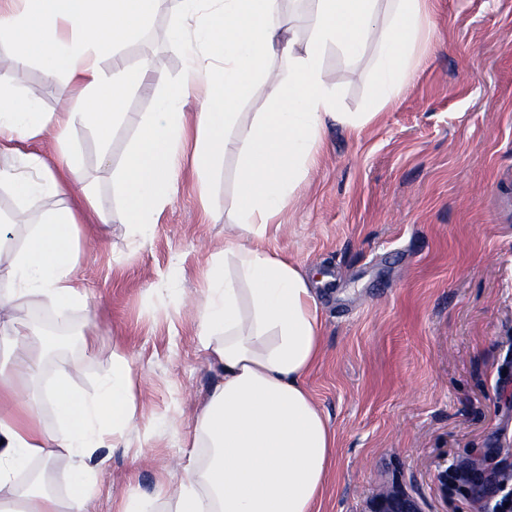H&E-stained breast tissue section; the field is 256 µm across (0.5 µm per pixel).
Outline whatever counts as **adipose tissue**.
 <instances>
[{
    "instance_id": "adipose-tissue-1",
    "label": "adipose tissue",
    "mask_w": 512,
    "mask_h": 512,
    "mask_svg": "<svg viewBox=\"0 0 512 512\" xmlns=\"http://www.w3.org/2000/svg\"><path fill=\"white\" fill-rule=\"evenodd\" d=\"M20 13L0 9V35L12 54L0 69V128L23 140L52 134L64 138L75 122L90 125L110 142L127 120L129 89L155 81L149 65L116 61L119 45L156 14L162 0H24ZM425 0H394L387 24L377 22L378 0H315L310 37L289 35L279 0H218L198 21L186 45L183 82L158 112L138 120L136 141L125 155L117 185L125 222L137 245H145L177 175V146L193 140L194 170L205 178L220 155L242 156L240 213L224 237V259L195 303L199 336L222 379L197 417L192 452L178 462L181 477L170 489L140 499L125 512H320L336 468V433L305 384L321 361L323 317L311 280L294 258L272 253L260 241L296 195L316 162L324 121L334 118L358 133L377 120L374 112H343L323 75L325 48L351 57L367 42L378 47L377 98L388 104L414 71L413 44L431 28ZM287 56L286 72L270 75L266 63ZM112 56L111 70L100 60ZM47 77L66 76L78 91L76 108L39 111L21 102L11 80L30 63ZM266 80L271 109L259 113L246 141L232 130L238 109L256 80ZM198 86L207 106L186 114L181 103ZM24 202L50 192H78L93 224L108 223L73 161L45 169L33 181L14 168H0V187ZM30 231L7 269L0 271V512H90L93 476L108 465L104 448L119 445L137 405L133 368L112 356V377L88 398L59 374L41 397L19 386L17 375L40 376L47 347L32 328V309L47 303L59 322L85 303L77 276L79 222L61 205L33 213ZM55 408L57 424L45 425L42 401ZM61 466L71 475L67 497L21 482L32 462Z\"/></svg>"
}]
</instances>
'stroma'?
<instances>
[{
  "instance_id": "1",
  "label": "stroma",
  "mask_w": 512,
  "mask_h": 512,
  "mask_svg": "<svg viewBox=\"0 0 512 512\" xmlns=\"http://www.w3.org/2000/svg\"><path fill=\"white\" fill-rule=\"evenodd\" d=\"M428 7L436 27L416 44L420 66L409 86L361 134L328 123L316 165L263 241L317 279L325 352L306 385L337 435L321 512H364L380 488L395 485L424 512H472L459 492L441 490L439 467L494 448L512 471V402L499 391L512 379V0ZM195 23L176 0H163L122 45L125 65L147 60L167 78L128 93L131 115L151 116L182 82L185 53L170 34ZM376 58L372 44L354 58L324 51L341 111L375 106ZM34 83L43 86L39 111L74 108V85L47 79L35 62L16 96H29ZM134 133L123 124L106 145L79 122L64 141L50 134L31 147L0 132V164L25 169L33 151L55 167L76 158L112 215L104 239L79 230L86 303L70 314L78 336L70 354L45 360L37 383L46 394L64 370L91 396L111 377L113 353L131 362L136 425L109 449L92 512H120L178 481L185 437L219 380L198 342L199 311L181 298L199 294L226 225L238 220L239 155L217 159L203 192L187 143L177 190L137 247L116 185Z\"/></svg>"
}]
</instances>
